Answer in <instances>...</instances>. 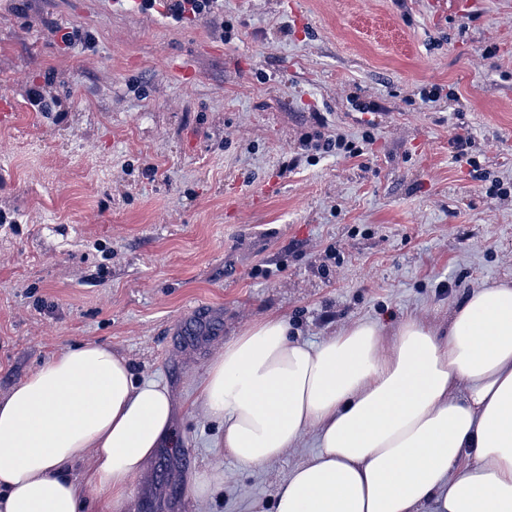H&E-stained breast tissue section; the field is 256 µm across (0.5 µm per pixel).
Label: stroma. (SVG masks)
Masks as SVG:
<instances>
[{"instance_id":"1","label":"stroma","mask_w":512,"mask_h":512,"mask_svg":"<svg viewBox=\"0 0 512 512\" xmlns=\"http://www.w3.org/2000/svg\"><path fill=\"white\" fill-rule=\"evenodd\" d=\"M422 84L450 94L422 103ZM3 108L0 396L77 342L165 383L173 433L122 512H274L314 441L245 467L190 408L254 322L319 344L368 320L390 343L414 316L442 336L472 290L512 280V194L482 178L512 182V0H224L178 21L163 0H0ZM462 127L479 171L452 157ZM366 130L360 157L300 148ZM214 464L202 505L188 478Z\"/></svg>"}]
</instances>
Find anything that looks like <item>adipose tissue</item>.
Returning a JSON list of instances; mask_svg holds the SVG:
<instances>
[{
	"mask_svg": "<svg viewBox=\"0 0 512 512\" xmlns=\"http://www.w3.org/2000/svg\"><path fill=\"white\" fill-rule=\"evenodd\" d=\"M191 406L245 466L315 439L275 512H512V282L473 290L447 335L409 319L389 345L372 321L311 345L269 316L214 353ZM173 414L110 345L67 346L0 398V512H119Z\"/></svg>",
	"mask_w": 512,
	"mask_h": 512,
	"instance_id": "adipose-tissue-1",
	"label": "adipose tissue"
}]
</instances>
